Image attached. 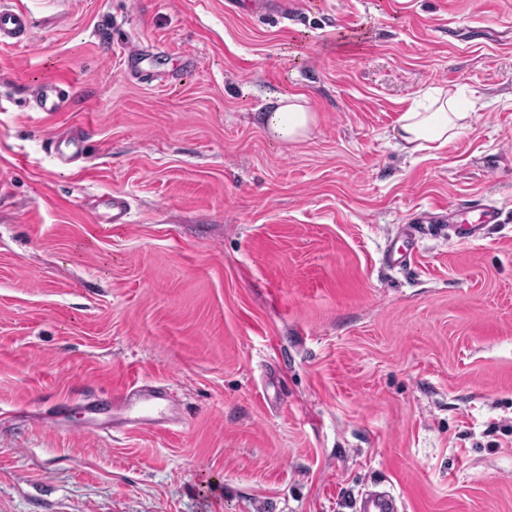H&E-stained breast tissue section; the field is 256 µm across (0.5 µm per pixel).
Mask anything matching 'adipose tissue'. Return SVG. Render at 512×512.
I'll use <instances>...</instances> for the list:
<instances>
[{"label": "adipose tissue", "instance_id": "obj_1", "mask_svg": "<svg viewBox=\"0 0 512 512\" xmlns=\"http://www.w3.org/2000/svg\"><path fill=\"white\" fill-rule=\"evenodd\" d=\"M482 104L478 98H466L459 91L430 87L416 93L401 114L396 129L400 146L407 154L446 145L468 128ZM259 123L269 138L280 146L306 139L317 123L304 94L272 93L266 101Z\"/></svg>", "mask_w": 512, "mask_h": 512}]
</instances>
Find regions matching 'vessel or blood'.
Wrapping results in <instances>:
<instances>
[{
	"mask_svg": "<svg viewBox=\"0 0 512 512\" xmlns=\"http://www.w3.org/2000/svg\"><path fill=\"white\" fill-rule=\"evenodd\" d=\"M31 28V17L19 0H0V46L24 44ZM148 58V51L141 46H128L124 57L126 72L139 79L146 77L145 63ZM29 94L37 112L44 117H54L67 109L69 93L60 83L51 80L33 83L29 87ZM88 136L86 129L74 128L51 138L46 145V153L57 166L70 165L85 157ZM106 206L109 210L107 223H129L131 204L127 197H109ZM173 406L174 399L168 389L143 380L125 390L114 411L122 425L152 431L174 424L175 419L171 414ZM357 512H400V504L391 493L369 492L360 498Z\"/></svg>",
	"mask_w": 512,
	"mask_h": 512,
	"instance_id": "1",
	"label": "vessel or blood"
}]
</instances>
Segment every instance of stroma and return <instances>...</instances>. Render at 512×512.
Masks as SVG:
<instances>
[{
	"label": "stroma",
	"instance_id": "1",
	"mask_svg": "<svg viewBox=\"0 0 512 512\" xmlns=\"http://www.w3.org/2000/svg\"><path fill=\"white\" fill-rule=\"evenodd\" d=\"M0 47V512H512V0H21ZM148 46L149 83L127 77ZM192 54L190 67L181 57ZM36 79L69 83L44 119ZM484 107L406 154L412 95ZM318 122L281 147L269 92ZM88 125L86 162L51 135ZM122 194L131 221L88 200ZM455 204L499 224H416ZM137 380L177 424L75 432ZM32 20L15 0L0 1V46H19L28 39ZM149 59V51L139 45H130L124 57L125 71L137 79L148 76L144 63ZM358 512H399V500L390 492H369L363 495L356 507Z\"/></svg>",
	"mask_w": 512,
	"mask_h": 512
}]
</instances>
